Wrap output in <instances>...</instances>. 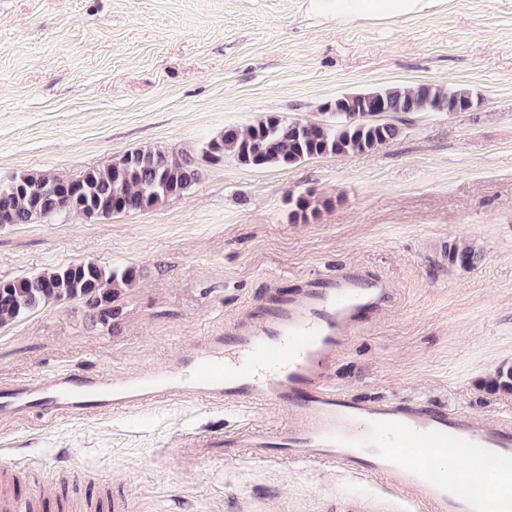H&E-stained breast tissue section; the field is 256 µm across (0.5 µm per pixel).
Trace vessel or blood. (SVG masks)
I'll list each match as a JSON object with an SVG mask.
<instances>
[{
  "instance_id": "vessel-or-blood-1",
  "label": "vessel or blood",
  "mask_w": 512,
  "mask_h": 512,
  "mask_svg": "<svg viewBox=\"0 0 512 512\" xmlns=\"http://www.w3.org/2000/svg\"><path fill=\"white\" fill-rule=\"evenodd\" d=\"M393 296L388 281L355 268L310 278L259 320L238 322L193 351L137 372L93 376L71 369L32 384L0 385V418L34 408L80 416L180 396L282 406L295 416L291 426L240 430L225 441V454L254 448L266 462L336 465L413 493L424 512H512V492L490 493L486 479L488 462L512 469V421L432 402L358 398L331 384L336 355L361 316L380 312ZM451 448L469 461L465 478L449 477L436 462Z\"/></svg>"
}]
</instances>
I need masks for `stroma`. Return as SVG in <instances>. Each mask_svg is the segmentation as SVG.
Segmentation results:
<instances>
[{
	"instance_id": "stroma-1",
	"label": "stroma",
	"mask_w": 512,
	"mask_h": 512,
	"mask_svg": "<svg viewBox=\"0 0 512 512\" xmlns=\"http://www.w3.org/2000/svg\"><path fill=\"white\" fill-rule=\"evenodd\" d=\"M396 84L464 86L476 102L405 115L374 151L228 159L149 211L0 229L2 279L82 261L140 272L111 327L76 302L0 327V385L138 371L353 266L395 294L337 354V388L512 419V393L483 385L512 362V0L340 28L303 0H0V181L75 179L145 147L196 152L225 126L319 120L336 96ZM309 189L333 206L290 223L289 197ZM458 240L480 251L476 267L449 263ZM292 420L191 397L77 419L33 411L0 420V464L19 462L14 491L35 496L34 512H59L62 467L110 480L127 512H345L381 496L338 466L225 455L226 434Z\"/></svg>"
}]
</instances>
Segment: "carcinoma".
<instances>
[{
  "mask_svg": "<svg viewBox=\"0 0 512 512\" xmlns=\"http://www.w3.org/2000/svg\"><path fill=\"white\" fill-rule=\"evenodd\" d=\"M466 88L438 85H394L336 97L321 111L336 116L327 124L267 115L245 126H226L201 154L161 148L137 149L114 157L72 181L52 172H31L0 183V228L48 223L70 212L85 217L135 214L163 204L201 179L200 161L230 158L245 167L293 166L327 155L347 156L376 150L401 135L393 120L378 118L377 109L396 114L456 112L473 106ZM288 219L307 223L332 206L329 197L308 190L288 200ZM480 252L466 242L448 245V262L472 268ZM133 267L112 269L81 262L14 279L0 280V327L54 302L77 301L94 324L112 327L114 303L139 279ZM484 386L512 392V363L501 364Z\"/></svg>",
  "mask_w": 512,
  "mask_h": 512,
  "instance_id": "obj_1",
  "label": "carcinoma"
}]
</instances>
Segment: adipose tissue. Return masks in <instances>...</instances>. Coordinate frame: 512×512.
<instances>
[{
    "label": "adipose tissue",
    "mask_w": 512,
    "mask_h": 512,
    "mask_svg": "<svg viewBox=\"0 0 512 512\" xmlns=\"http://www.w3.org/2000/svg\"><path fill=\"white\" fill-rule=\"evenodd\" d=\"M436 0H306L309 14L344 26L358 20H388L428 13Z\"/></svg>",
    "instance_id": "ef3b65f1"
}]
</instances>
